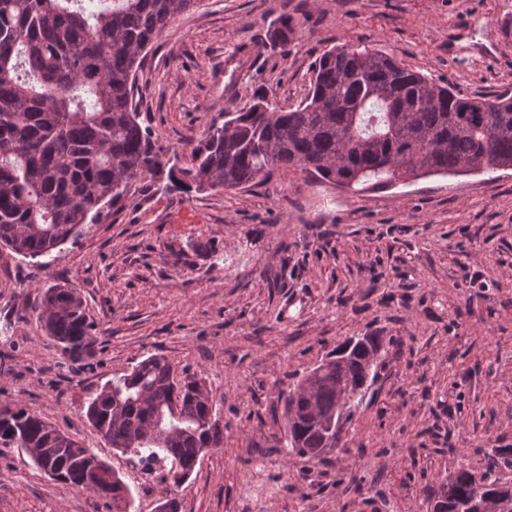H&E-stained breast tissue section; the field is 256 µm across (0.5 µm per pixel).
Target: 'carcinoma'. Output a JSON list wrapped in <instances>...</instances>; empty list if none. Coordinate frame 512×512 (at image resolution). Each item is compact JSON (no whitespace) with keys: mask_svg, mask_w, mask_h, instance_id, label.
Wrapping results in <instances>:
<instances>
[{"mask_svg":"<svg viewBox=\"0 0 512 512\" xmlns=\"http://www.w3.org/2000/svg\"><path fill=\"white\" fill-rule=\"evenodd\" d=\"M0 0V247L25 259H46L77 241L88 224L115 206L137 181L170 163L138 121L133 100L141 55L195 0ZM172 182L235 189L274 168H300L314 180L357 193L431 176L512 169V97L464 95L360 43L324 51L311 89L295 107L266 97L224 114ZM36 323L63 355L79 360L93 339L81 297L70 284L45 289ZM381 344L368 336L346 359L278 390L284 449L315 459L326 452L323 424L352 422L376 375ZM211 390L166 357L150 355L106 382L87 400L85 416L115 450L144 465H163L158 512H178L172 491L189 480L203 449L224 444ZM0 446L18 448L56 480L87 488L129 512L134 498L112 466L89 460L81 444L22 407L0 409ZM461 467L439 491L447 512H477L489 499L512 512L500 491V462Z\"/></svg>","mask_w":512,"mask_h":512,"instance_id":"1","label":"carcinoma"}]
</instances>
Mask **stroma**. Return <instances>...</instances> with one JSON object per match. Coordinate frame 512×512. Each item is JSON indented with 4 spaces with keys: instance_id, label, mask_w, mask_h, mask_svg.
<instances>
[{
    "instance_id": "35a3bbf8",
    "label": "stroma",
    "mask_w": 512,
    "mask_h": 512,
    "mask_svg": "<svg viewBox=\"0 0 512 512\" xmlns=\"http://www.w3.org/2000/svg\"><path fill=\"white\" fill-rule=\"evenodd\" d=\"M284 17L285 46L270 36ZM457 25L494 61L449 60ZM358 42L461 93L512 94V0H199L145 54L139 120L190 166L225 113L257 93L297 106L315 59ZM62 282L97 325L77 361L35 323ZM364 334L385 353L343 446L320 462L279 451L281 381ZM152 354L202 378L224 426L179 512H247L239 488L259 473L277 487L269 512H426L448 473L512 448V169L358 194L298 168L228 191L146 179L50 266L0 252V405L93 449L131 489L132 512H155L160 493L97 434L86 400ZM0 512L112 504L0 447Z\"/></svg>"
}]
</instances>
